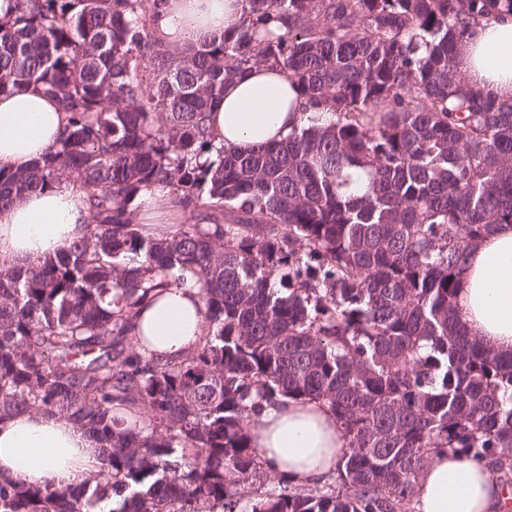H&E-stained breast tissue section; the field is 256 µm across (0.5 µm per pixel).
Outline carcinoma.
<instances>
[{
	"mask_svg": "<svg viewBox=\"0 0 512 512\" xmlns=\"http://www.w3.org/2000/svg\"><path fill=\"white\" fill-rule=\"evenodd\" d=\"M160 2L15 0L0 25V93L39 85L68 112L42 158L0 169V208L66 182L91 218L67 254L0 266V418L66 416L106 457L62 489L0 482V512H412L443 451L512 488V354L454 312L469 246L512 224V102L465 83L456 45L512 0H244L236 29L187 52L154 37ZM266 64L307 123L215 145L224 83ZM152 186L194 222L144 235L132 205ZM188 282L197 349L140 353L139 309ZM282 397L327 402L349 451L323 483L246 499L251 427Z\"/></svg>",
	"mask_w": 512,
	"mask_h": 512,
	"instance_id": "1",
	"label": "carcinoma"
}]
</instances>
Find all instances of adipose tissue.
Returning a JSON list of instances; mask_svg holds the SVG:
<instances>
[{
  "label": "adipose tissue",
  "instance_id": "1",
  "mask_svg": "<svg viewBox=\"0 0 512 512\" xmlns=\"http://www.w3.org/2000/svg\"><path fill=\"white\" fill-rule=\"evenodd\" d=\"M244 0H162L154 36L185 49L234 28ZM456 66L472 89L512 101V13L474 22L457 44ZM300 87L275 66L248 67L224 85L210 115L216 144L244 151L278 141L307 122ZM67 122L59 101L37 85L0 95V168H29ZM140 219L148 233L176 230L187 212L168 188L143 191ZM86 193L66 185L17 196L0 209V263L24 266L67 253L88 232ZM455 316L470 335L512 353V224H500L472 244L458 276ZM205 331L197 289L166 288L139 312L137 348L172 360L194 350ZM264 468L294 486L332 473L348 441L330 405L283 398L268 405L251 429ZM102 441L73 420L47 412L0 419V481L61 487L103 465ZM417 512H512V489L486 464L453 452L437 454L416 489Z\"/></svg>",
  "mask_w": 512,
  "mask_h": 512
}]
</instances>
